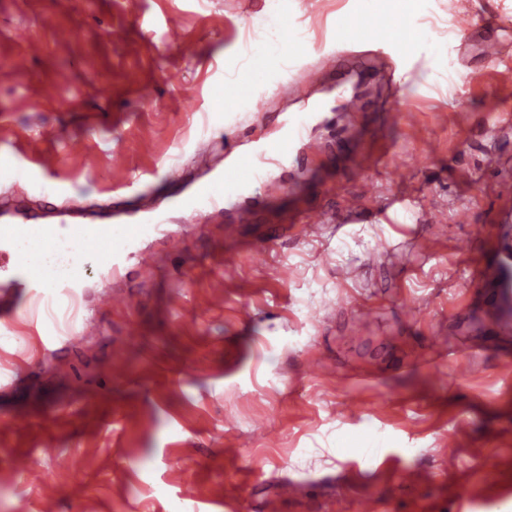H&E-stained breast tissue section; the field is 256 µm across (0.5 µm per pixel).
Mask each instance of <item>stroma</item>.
I'll list each match as a JSON object with an SVG mask.
<instances>
[{
  "label": "stroma",
  "mask_w": 512,
  "mask_h": 512,
  "mask_svg": "<svg viewBox=\"0 0 512 512\" xmlns=\"http://www.w3.org/2000/svg\"><path fill=\"white\" fill-rule=\"evenodd\" d=\"M459 14L481 29L452 32ZM169 15L193 51L137 25ZM61 23L70 41H55ZM422 24L444 46L438 59L365 26L356 0H0V197L33 194L7 175L25 155L92 201L177 161V178L130 203L146 209L218 162L210 140L236 148L229 117L265 113L248 136L267 140L277 113L298 107L272 84L297 77L301 56L315 53L319 70L306 97L334 105L345 71L369 88L359 125L316 128L325 155L280 168L285 195L253 198L258 223L177 221L176 238L146 239L151 273L132 260L113 281L92 266L82 296L15 304L20 326L95 319L102 331L46 355L31 336L0 348V367L23 371L0 385V512H265L286 480L304 488L276 512H512V335L490 338L499 309L470 281L503 206L495 193L512 187V123L499 118L512 110V40L500 62L481 53L512 12L504 0H433ZM257 41L280 64L253 83L241 46ZM47 81L59 102L42 99ZM395 96L410 115L383 123ZM314 184L330 189L324 219L271 238ZM347 194L387 222L348 221ZM255 245L267 250L257 262ZM113 289L125 308H101ZM366 304L376 315L351 336ZM438 336L451 354L441 362L427 354ZM21 461L55 483L52 501L22 483Z\"/></svg>",
  "instance_id": "stroma-1"
}]
</instances>
